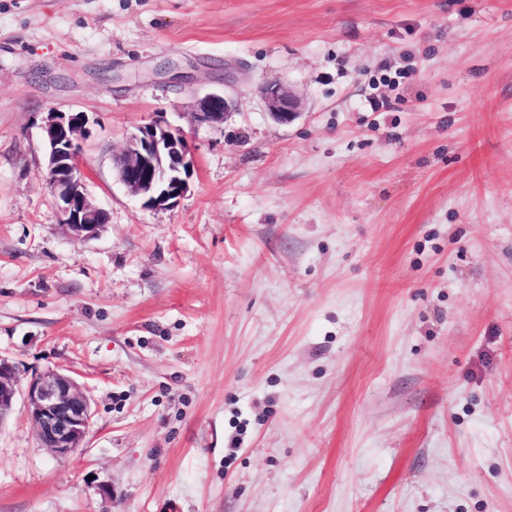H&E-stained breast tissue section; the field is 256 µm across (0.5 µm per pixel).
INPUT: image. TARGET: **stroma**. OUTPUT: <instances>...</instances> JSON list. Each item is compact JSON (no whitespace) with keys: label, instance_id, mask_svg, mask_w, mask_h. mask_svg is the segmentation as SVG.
I'll return each mask as SVG.
<instances>
[{"label":"stroma","instance_id":"1","mask_svg":"<svg viewBox=\"0 0 512 512\" xmlns=\"http://www.w3.org/2000/svg\"><path fill=\"white\" fill-rule=\"evenodd\" d=\"M51 111L91 118L89 239ZM157 119L169 210L113 168ZM0 355L93 414L60 460L16 401L0 512H512V0H0ZM261 97L267 112L275 120L288 123L299 113L301 102L293 90L284 83L270 84L261 88ZM229 106V100L224 92H211L198 99L196 112L192 113L198 124L221 127L224 125V116ZM89 125L86 112H48L40 124L47 148L48 186L64 224L82 238L94 237L109 220L107 212L93 204L86 192L81 147L89 136ZM114 164L120 183L147 209L176 206L194 173L186 136L161 119L138 126Z\"/></svg>","mask_w":512,"mask_h":512}]
</instances>
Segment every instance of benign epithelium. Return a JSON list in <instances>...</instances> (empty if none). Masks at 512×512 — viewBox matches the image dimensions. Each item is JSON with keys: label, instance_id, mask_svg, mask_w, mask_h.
I'll return each instance as SVG.
<instances>
[{"label": "benign epithelium", "instance_id": "benign-epithelium-1", "mask_svg": "<svg viewBox=\"0 0 512 512\" xmlns=\"http://www.w3.org/2000/svg\"><path fill=\"white\" fill-rule=\"evenodd\" d=\"M267 112L288 123L301 102L284 83L261 88ZM229 100L222 92L200 97L195 122L224 125ZM86 112H49L40 124L47 148V182L64 224L77 236L94 237L108 223L107 212L93 204L86 192L81 164L82 142L89 136ZM117 178L147 209L176 206L189 191L194 173L191 146L184 133L156 119L137 127L114 160ZM17 367L0 357V424L10 415L19 393ZM27 412L39 442L54 456L66 458L85 447L92 424L90 399L71 376L48 370L33 375L24 390Z\"/></svg>", "mask_w": 512, "mask_h": 512}]
</instances>
